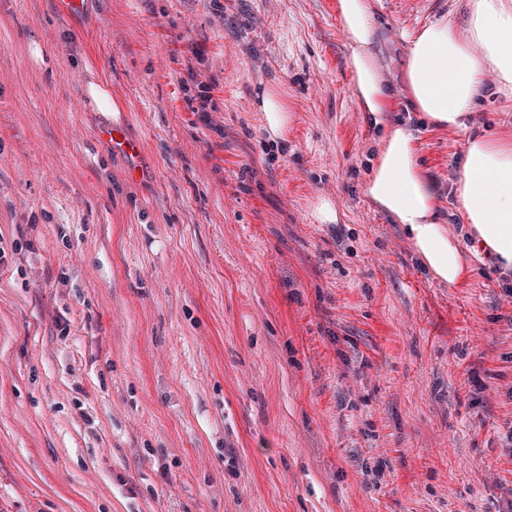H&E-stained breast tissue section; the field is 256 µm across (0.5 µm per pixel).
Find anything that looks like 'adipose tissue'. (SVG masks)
Here are the masks:
<instances>
[{"instance_id": "1", "label": "adipose tissue", "mask_w": 512, "mask_h": 512, "mask_svg": "<svg viewBox=\"0 0 512 512\" xmlns=\"http://www.w3.org/2000/svg\"><path fill=\"white\" fill-rule=\"evenodd\" d=\"M343 30L353 43V89L374 126L384 125L394 95L372 52L373 0H338ZM512 90V0H470L464 34L440 20L414 37L404 72L414 109L433 126L463 130L476 110L488 77ZM258 109L273 140L284 138L290 115L278 88L264 90ZM365 195L399 224L420 266L451 287L466 279L462 246L472 239L499 273L512 279V142L483 134L470 136L454 195L465 228L444 224L443 189L417 158L415 136L405 126L381 139L365 183Z\"/></svg>"}]
</instances>
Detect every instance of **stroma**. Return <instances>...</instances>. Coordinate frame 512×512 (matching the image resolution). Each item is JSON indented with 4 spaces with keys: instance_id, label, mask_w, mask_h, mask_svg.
Here are the masks:
<instances>
[{
    "instance_id": "1",
    "label": "stroma",
    "mask_w": 512,
    "mask_h": 512,
    "mask_svg": "<svg viewBox=\"0 0 512 512\" xmlns=\"http://www.w3.org/2000/svg\"><path fill=\"white\" fill-rule=\"evenodd\" d=\"M336 3L0 0V512H512V296L475 258L430 279L365 197L383 132ZM468 3L373 17L387 121L455 227L466 140L512 139V96L487 82L468 129H434L402 70ZM89 103L95 112H102L109 115L112 120V112H120L117 105L112 100L110 91L96 81H90L86 86ZM258 110L262 112L263 128L271 140L284 138L288 130L290 115L288 104L281 91L276 87H268L260 95ZM96 135L100 139L109 141L115 151L127 156L137 154L141 148L138 141L126 137L121 125H113L112 123L99 125L96 127Z\"/></svg>"
}]
</instances>
